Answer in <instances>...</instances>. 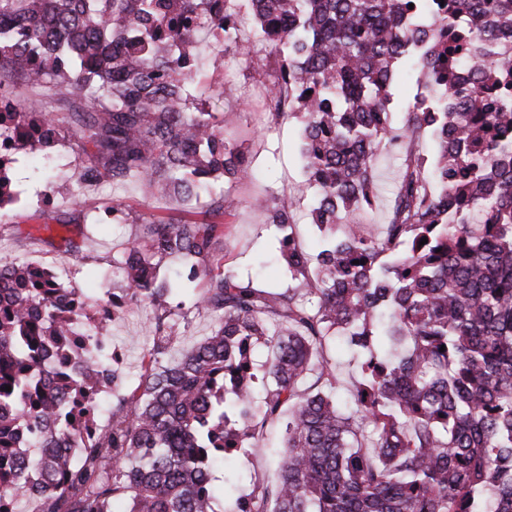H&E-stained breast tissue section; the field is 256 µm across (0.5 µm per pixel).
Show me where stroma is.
I'll use <instances>...</instances> for the list:
<instances>
[{
    "label": "stroma",
    "mask_w": 512,
    "mask_h": 512,
    "mask_svg": "<svg viewBox=\"0 0 512 512\" xmlns=\"http://www.w3.org/2000/svg\"><path fill=\"white\" fill-rule=\"evenodd\" d=\"M198 49L205 58L200 80L223 98L216 112L218 125L228 141L246 148L251 162L250 179L235 189L239 208L224 219V263L242 276L287 284L288 274L277 261L276 229L248 207L256 196L296 193L303 180L298 156L300 124L294 119H275L262 86L276 69L278 58L262 44L244 64L224 55L221 44L211 36L201 37ZM42 104L62 120L58 141L46 154L27 147L14 153L8 175L18 197L0 208V263L16 259L37 263L54 271L64 286L98 298L120 285L114 272L115 246L134 241L135 219L155 212L177 218L182 210L174 201L145 199L132 184L117 186L108 178L82 182L86 156L70 120L73 104L47 95ZM54 175L80 187L81 205L50 191L48 182ZM118 201L128 223L112 221V205ZM197 295V289L190 288L152 302L132 303L113 320L112 345L123 355L117 363L123 375L120 390L138 384L141 359L152 345L145 325L158 314L173 311L184 327V346L212 332L217 318L195 308Z\"/></svg>",
    "instance_id": "stroma-1"
}]
</instances>
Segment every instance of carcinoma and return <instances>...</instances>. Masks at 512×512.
Instances as JSON below:
<instances>
[{
	"label": "carcinoma",
	"instance_id": "1",
	"mask_svg": "<svg viewBox=\"0 0 512 512\" xmlns=\"http://www.w3.org/2000/svg\"><path fill=\"white\" fill-rule=\"evenodd\" d=\"M279 53L266 85L276 118L302 123L300 158L315 190L313 256L296 243L298 198L257 196L288 285L224 267V216L251 175L197 93L192 47L213 32L224 52L253 48L245 19ZM428 94L395 127L402 74ZM60 100L92 145L84 180L135 183L201 223L139 221L117 269L134 298L155 260L191 261L210 336L164 361L183 330L166 311L148 327L140 383L99 401L111 318L94 324L83 376L35 375L46 345L65 360L87 308L47 269L0 265V512H512V0H0V78ZM0 137L53 147L40 101L3 105ZM400 164L379 234L354 217L378 197V155ZM428 243L421 244L422 239ZM342 337L359 380L339 402L325 349ZM267 349L262 375L252 349ZM263 396L256 398L255 384ZM11 390H5V386ZM280 429L276 476L218 487L224 458L249 459Z\"/></svg>",
	"mask_w": 512,
	"mask_h": 512
}]
</instances>
